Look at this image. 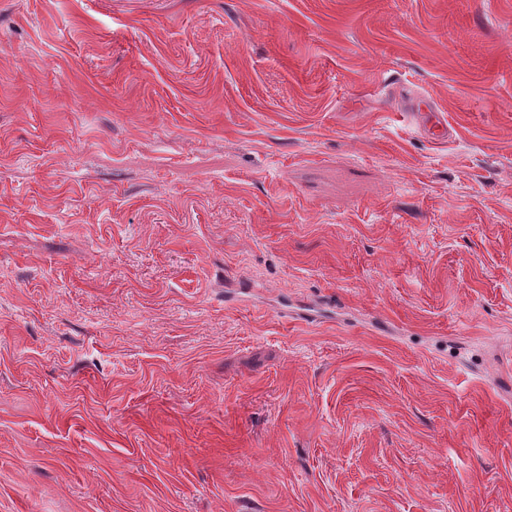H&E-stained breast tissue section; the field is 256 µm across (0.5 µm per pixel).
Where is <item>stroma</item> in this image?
Masks as SVG:
<instances>
[{
	"label": "stroma",
	"instance_id": "obj_1",
	"mask_svg": "<svg viewBox=\"0 0 512 512\" xmlns=\"http://www.w3.org/2000/svg\"><path fill=\"white\" fill-rule=\"evenodd\" d=\"M511 23L0 0V512H512Z\"/></svg>",
	"mask_w": 512,
	"mask_h": 512
}]
</instances>
